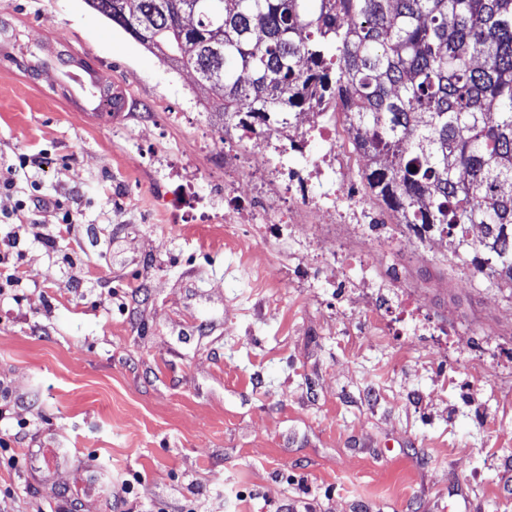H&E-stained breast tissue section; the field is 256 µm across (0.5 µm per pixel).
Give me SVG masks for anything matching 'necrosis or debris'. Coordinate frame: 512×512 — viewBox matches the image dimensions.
<instances>
[{"mask_svg":"<svg viewBox=\"0 0 512 512\" xmlns=\"http://www.w3.org/2000/svg\"><path fill=\"white\" fill-rule=\"evenodd\" d=\"M320 139L326 145L319 159H311L302 150L307 139ZM280 144L279 163L288 169V182L278 199L266 201L262 216L241 207L239 180L224 184L223 219L228 224H253L263 221L283 228L302 223L311 216L321 224H354L369 229L371 242H380L393 233L389 224L376 223L366 200L354 193L349 181L356 171L358 157L353 151L347 126L341 113L323 114L314 109L304 127H278L242 132L233 143L225 144L224 159L246 169L253 178H261L269 165L266 145Z\"/></svg>","mask_w":512,"mask_h":512,"instance_id":"1","label":"necrosis or debris"}]
</instances>
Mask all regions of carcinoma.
I'll use <instances>...</instances> for the list:
<instances>
[{"label":"carcinoma","instance_id":"1","mask_svg":"<svg viewBox=\"0 0 512 512\" xmlns=\"http://www.w3.org/2000/svg\"><path fill=\"white\" fill-rule=\"evenodd\" d=\"M85 3L193 70L204 110L238 126L339 103L398 223L456 237L512 288V0H140L142 21L126 0ZM69 82L116 111L109 77Z\"/></svg>","mask_w":512,"mask_h":512}]
</instances>
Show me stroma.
Listing matches in <instances>:
<instances>
[{
    "mask_svg": "<svg viewBox=\"0 0 512 512\" xmlns=\"http://www.w3.org/2000/svg\"><path fill=\"white\" fill-rule=\"evenodd\" d=\"M0 20L109 74L122 111L87 110L57 63L0 61V232L33 285L0 301L5 512H512V288L476 276L449 237L377 248L389 301L429 330L387 331L336 254L346 224L255 240L225 224L221 121L84 0H0ZM45 152L38 180L22 153ZM61 200L54 216L13 200ZM212 221H192L195 197ZM32 448H56L50 470Z\"/></svg>",
    "mask_w": 512,
    "mask_h": 512,
    "instance_id": "35a3bbf8",
    "label": "stroma"
}]
</instances>
